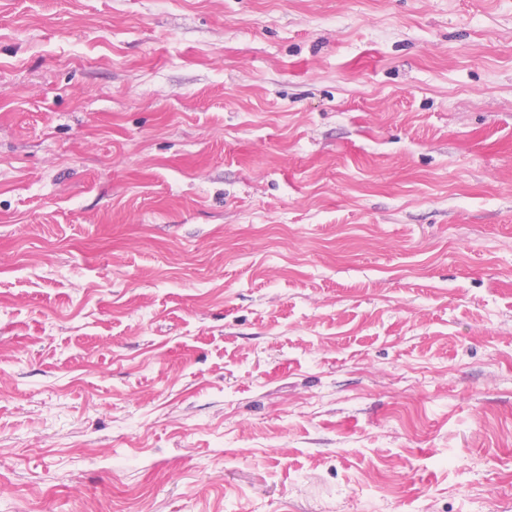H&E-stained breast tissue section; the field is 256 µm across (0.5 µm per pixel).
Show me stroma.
I'll list each match as a JSON object with an SVG mask.
<instances>
[{
  "instance_id": "1",
  "label": "stroma",
  "mask_w": 512,
  "mask_h": 512,
  "mask_svg": "<svg viewBox=\"0 0 512 512\" xmlns=\"http://www.w3.org/2000/svg\"><path fill=\"white\" fill-rule=\"evenodd\" d=\"M0 512H512V0H0Z\"/></svg>"
}]
</instances>
